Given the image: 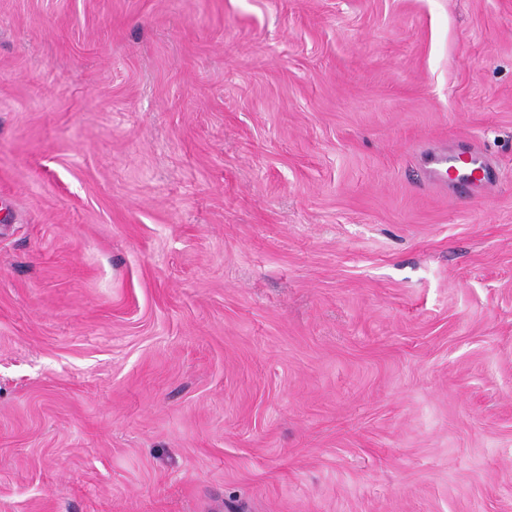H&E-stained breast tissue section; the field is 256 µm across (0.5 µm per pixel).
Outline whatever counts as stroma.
Wrapping results in <instances>:
<instances>
[{"label": "stroma", "mask_w": 512, "mask_h": 512, "mask_svg": "<svg viewBox=\"0 0 512 512\" xmlns=\"http://www.w3.org/2000/svg\"><path fill=\"white\" fill-rule=\"evenodd\" d=\"M0 512H512V0H0Z\"/></svg>", "instance_id": "stroma-1"}]
</instances>
